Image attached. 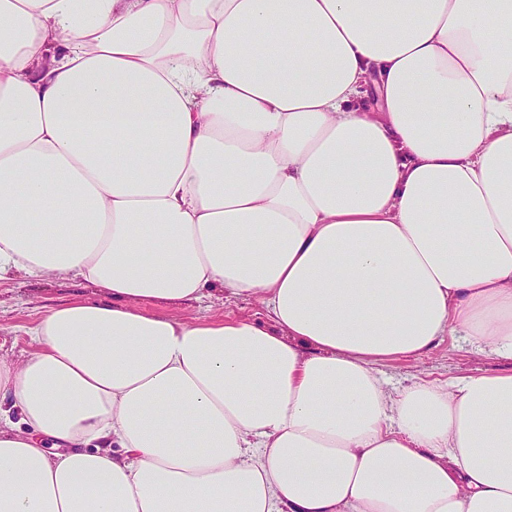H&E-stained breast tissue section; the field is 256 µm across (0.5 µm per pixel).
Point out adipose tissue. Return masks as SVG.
I'll use <instances>...</instances> for the list:
<instances>
[{
	"instance_id": "1",
	"label": "adipose tissue",
	"mask_w": 512,
	"mask_h": 512,
	"mask_svg": "<svg viewBox=\"0 0 512 512\" xmlns=\"http://www.w3.org/2000/svg\"><path fill=\"white\" fill-rule=\"evenodd\" d=\"M17 271L113 300L0 357V512H512V370L376 371L512 359V0H0ZM142 308L150 312H170L182 319L191 321L201 317L224 316L232 314L235 316H247L263 320V314L257 300L252 297L240 298L228 303L217 298L207 299L204 302L184 303L178 310L172 311L153 304H143ZM376 368L387 387L397 389L419 378L450 382L471 374L508 371L512 368V360L484 357L472 350L460 336H456V340L445 336L418 362L383 363Z\"/></svg>"
}]
</instances>
